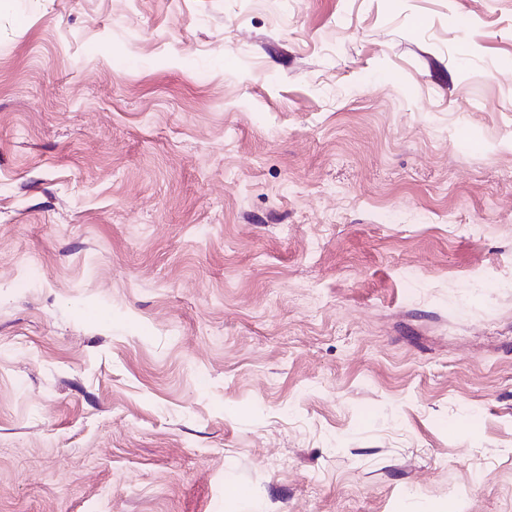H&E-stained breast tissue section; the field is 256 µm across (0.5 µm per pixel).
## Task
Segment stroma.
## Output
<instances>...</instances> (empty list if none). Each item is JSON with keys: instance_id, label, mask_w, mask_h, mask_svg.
<instances>
[{"instance_id": "1", "label": "stroma", "mask_w": 512, "mask_h": 512, "mask_svg": "<svg viewBox=\"0 0 512 512\" xmlns=\"http://www.w3.org/2000/svg\"><path fill=\"white\" fill-rule=\"evenodd\" d=\"M512 512V0H0V512Z\"/></svg>"}]
</instances>
